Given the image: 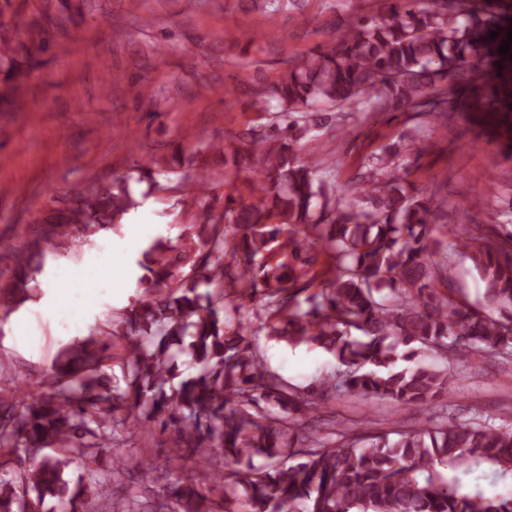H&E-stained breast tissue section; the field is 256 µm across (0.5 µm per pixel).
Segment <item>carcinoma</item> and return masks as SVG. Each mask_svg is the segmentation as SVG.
Segmentation results:
<instances>
[{"mask_svg": "<svg viewBox=\"0 0 512 512\" xmlns=\"http://www.w3.org/2000/svg\"><path fill=\"white\" fill-rule=\"evenodd\" d=\"M386 13L359 16L328 45L287 60L251 102L276 108L274 119L237 145L210 146L250 173L251 202L228 194L222 214L202 207L179 245L156 238L136 260L142 297L64 344L39 392L0 398V512H44L48 497L61 512L111 503L128 461L117 450L149 423L172 431L179 467L139 462V487L121 512H512V495L489 497L448 476L481 465L512 471V431L479 416L394 440L369 433L366 417L359 436L323 442L304 432L306 417L338 391L421 411L454 391L448 366L512 354V203L508 223L462 224L441 239L440 202L413 190L391 151L372 155L339 192L302 155V138L322 122L318 104L446 118L448 77L480 78L487 11L469 0H386ZM16 53L0 44L8 102L25 88ZM195 189L183 205L206 196L205 173ZM130 207L124 187L79 194L55 217L56 235L115 230ZM315 238L332 250L331 277L301 302L298 283L317 279ZM450 245L486 285L479 308L455 295ZM47 253L39 246L19 259L5 314L29 298ZM246 300L276 317L269 338L321 348L344 370L306 390L284 382L253 339ZM427 352L445 366H399ZM114 361L120 373L107 380ZM75 460L84 473L72 486L64 473Z\"/></svg>", "mask_w": 512, "mask_h": 512, "instance_id": "cac0c4a2", "label": "carcinoma"}]
</instances>
